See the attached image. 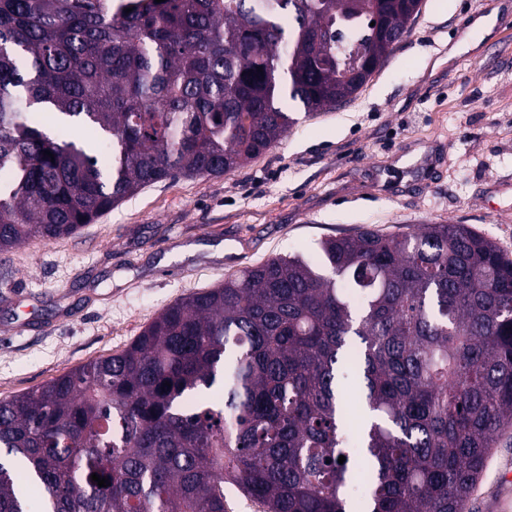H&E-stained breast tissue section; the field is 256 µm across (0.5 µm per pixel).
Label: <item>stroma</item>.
<instances>
[{
	"label": "stroma",
	"mask_w": 512,
	"mask_h": 512,
	"mask_svg": "<svg viewBox=\"0 0 512 512\" xmlns=\"http://www.w3.org/2000/svg\"><path fill=\"white\" fill-rule=\"evenodd\" d=\"M489 17L490 31L468 34ZM468 224L512 258V0H423L348 104L244 168L147 187L71 237L0 252V399L119 353L166 306L362 228ZM512 473L499 434L463 512Z\"/></svg>",
	"instance_id": "1"
}]
</instances>
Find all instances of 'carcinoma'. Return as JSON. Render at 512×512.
Segmentation results:
<instances>
[{"instance_id":"1","label":"carcinoma","mask_w":512,"mask_h":512,"mask_svg":"<svg viewBox=\"0 0 512 512\" xmlns=\"http://www.w3.org/2000/svg\"><path fill=\"white\" fill-rule=\"evenodd\" d=\"M421 2L0 0V251L249 163L285 106L352 99ZM511 428L512 260L467 224L363 229L0 399V512H226V483L264 512H349L355 487L363 512H462Z\"/></svg>"}]
</instances>
